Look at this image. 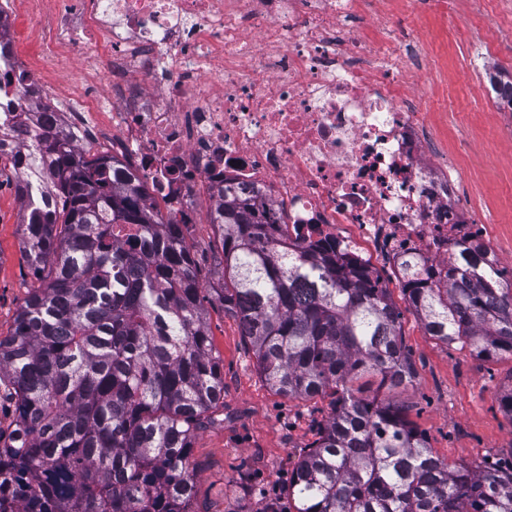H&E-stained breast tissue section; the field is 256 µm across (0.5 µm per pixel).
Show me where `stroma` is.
I'll return each mask as SVG.
<instances>
[{
    "mask_svg": "<svg viewBox=\"0 0 512 512\" xmlns=\"http://www.w3.org/2000/svg\"><path fill=\"white\" fill-rule=\"evenodd\" d=\"M14 0L7 32L22 65L39 73L44 100L63 109L79 91L72 56L59 54L44 67L39 44L43 23ZM497 12L493 0H447L421 14L413 32L435 58L415 90L424 112L452 113L467 122L464 137L443 127L436 152H456L452 173L470 211L486 226L485 241L502 265L512 264V111L483 96L486 69L512 74V0ZM487 36L494 49L486 67L469 65L455 50L459 39ZM9 164L0 165V335L12 328L17 309L39 287L21 246V204ZM199 221L184 227L197 260L198 277L211 285L219 261L209 201L199 198ZM389 293L402 313V340L416 368L408 386L389 392L406 420L423 433L434 454L454 463L512 459V417L499 405L512 386V359L483 360L427 336L399 285ZM213 350L224 364V410L194 441L196 512H264L287 504L284 490L299 452L316 438L330 407L325 397L289 399L275 393L255 367L237 322L217 301L205 300Z\"/></svg>",
    "mask_w": 512,
    "mask_h": 512,
    "instance_id": "stroma-1",
    "label": "stroma"
}]
</instances>
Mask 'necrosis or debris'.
<instances>
[{"mask_svg":"<svg viewBox=\"0 0 512 512\" xmlns=\"http://www.w3.org/2000/svg\"><path fill=\"white\" fill-rule=\"evenodd\" d=\"M386 3L64 0L47 46L106 84L86 82L57 122L78 142L109 134L180 223H197L198 190L215 201L229 187L284 208L289 243L381 260L396 282L411 259L439 269L485 227L465 219L412 93L429 48L414 38L393 53L401 30ZM38 85L0 57L1 142L35 147Z\"/></svg>","mask_w":512,"mask_h":512,"instance_id":"1","label":"necrosis or debris"}]
</instances>
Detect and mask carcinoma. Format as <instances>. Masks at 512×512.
I'll use <instances>...</instances> for the list:
<instances>
[{
  "mask_svg": "<svg viewBox=\"0 0 512 512\" xmlns=\"http://www.w3.org/2000/svg\"><path fill=\"white\" fill-rule=\"evenodd\" d=\"M0 150L41 281L0 336V512H195L193 440L224 407L204 287L168 201L117 155L48 127ZM222 257L209 293L256 368L288 398L331 396L299 455L294 512H512V461L450 464L399 405L362 394L410 384L401 311L373 270L331 247L288 249L270 210L224 189L209 217ZM135 231L132 248L120 240ZM425 332L476 358L512 357V280L483 243L401 284Z\"/></svg>",
  "mask_w": 512,
  "mask_h": 512,
  "instance_id": "1",
  "label": "carcinoma"
}]
</instances>
